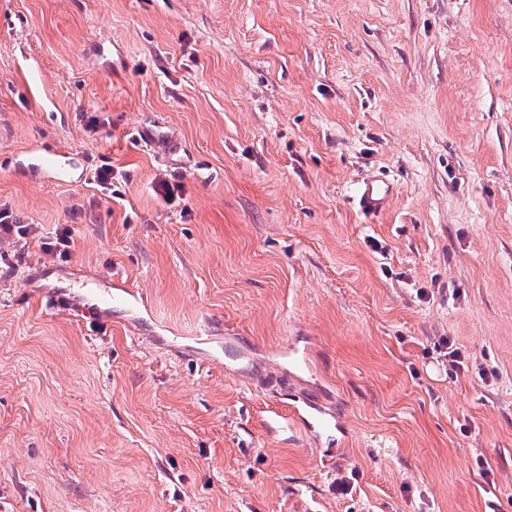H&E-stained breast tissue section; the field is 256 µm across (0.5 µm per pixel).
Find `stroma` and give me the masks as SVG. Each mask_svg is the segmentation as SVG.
<instances>
[{"label":"stroma","mask_w":512,"mask_h":512,"mask_svg":"<svg viewBox=\"0 0 512 512\" xmlns=\"http://www.w3.org/2000/svg\"><path fill=\"white\" fill-rule=\"evenodd\" d=\"M0 208V512H512V0H0ZM71 162V153L66 149L57 148L52 151H33L24 163L35 175L71 183L73 181ZM391 184L383 177L371 176L358 182L356 195L360 209L369 214L384 211L392 195ZM6 210H0V239L28 238L37 233V227L29 224H13ZM438 346L444 350V357H448V366L456 373H464L469 370V357L460 346L456 345V341L451 336H443L440 338ZM327 414L322 406L312 400H306L295 405L290 416L284 419L286 422L289 420L291 426L300 429L308 437L317 440L331 426Z\"/></svg>","instance_id":"35a3bbf8"}]
</instances>
